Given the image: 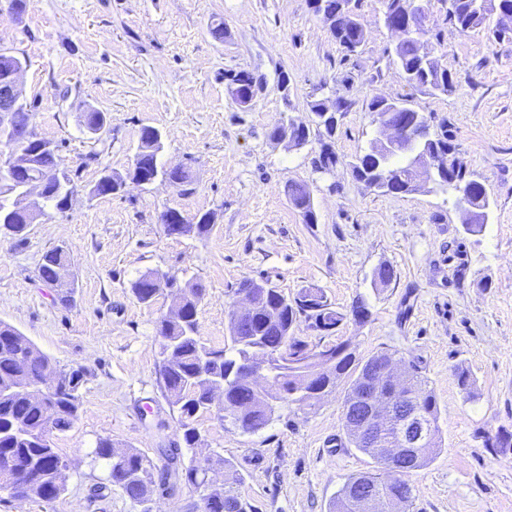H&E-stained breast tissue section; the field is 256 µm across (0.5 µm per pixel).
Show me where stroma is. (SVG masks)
Segmentation results:
<instances>
[{"label": "stroma", "instance_id": "obj_1", "mask_svg": "<svg viewBox=\"0 0 512 512\" xmlns=\"http://www.w3.org/2000/svg\"><path fill=\"white\" fill-rule=\"evenodd\" d=\"M447 10V0H432L427 21V47L455 83L442 95L399 77L398 38L380 0H362L365 39L353 53L310 0H26L19 14L0 0V47L23 62L30 122L60 168L78 175L65 211L45 204L23 236L0 235V320L59 368L87 371L75 421L52 435L69 463L64 492L42 501L1 491L0 512H197L200 493L185 484L132 503L94 457L102 439L139 452L158 477L166 465L158 448L181 449L187 466L221 455L255 512H329L349 477L373 470L345 435L338 390L313 408L277 404L253 433L200 414L201 442L184 448L159 380L158 327L173 301L163 293L145 304L132 288L151 271L202 284L197 336L214 349L224 346L225 316L244 282L291 297L320 290L346 318L330 335L302 324L298 336L350 341L363 358L392 353L437 398L439 449L408 477L411 512H512V447L497 446L501 430L512 432V33L497 35L491 22L460 31ZM238 72L255 82L246 108L227 90ZM376 96L407 100L434 133L448 131L467 178L490 198L482 232H465L453 193L385 195L354 178L351 161L378 135ZM338 100L344 110L329 136L310 105ZM88 112L105 116L101 134L87 132ZM288 121L309 126L306 146L271 139ZM145 126L162 135L159 167L188 168V188L127 180L120 194L93 195L103 170L126 177ZM325 140L337 157L326 169ZM292 183L306 186L315 223L290 203ZM170 209L189 219L209 211L215 223L204 236H172L161 222ZM55 247L71 261L66 304L39 274ZM382 264L395 271L385 286L373 280ZM359 298L370 310L361 324L348 317ZM460 367L473 395L456 381Z\"/></svg>", "mask_w": 512, "mask_h": 512}]
</instances>
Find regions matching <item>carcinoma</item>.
Instances as JSON below:
<instances>
[{"mask_svg": "<svg viewBox=\"0 0 512 512\" xmlns=\"http://www.w3.org/2000/svg\"><path fill=\"white\" fill-rule=\"evenodd\" d=\"M408 0H381L383 16L391 23L404 24L407 11L404 4ZM343 0H318L314 13H322L324 22L330 24L334 39L345 50L350 45L360 44L364 39V25L359 13L361 0H354L353 17L341 19ZM473 0H454L453 9L448 13L449 20L461 31L481 27L487 18L498 17L497 32L505 34L512 26L504 17L512 20V0H488L481 11L471 8ZM398 74L407 83L424 87L435 94H447L454 88V81L448 68L437 59L428 60L424 44L414 38H405L394 49ZM374 113V121L387 124L401 117L406 123L422 119L424 115L404 101L374 98L369 106ZM161 141L154 136L151 128L142 130L140 145L132 179L141 174L152 175L162 172L157 164V154ZM429 150L435 153L446 167L448 180L456 185H473L478 195H483V185L465 178L462 166L455 158V146L451 143L448 131L436 135L429 143ZM380 158L393 177L401 175L407 165L408 155L386 156L379 141L370 142L367 149L355 157L351 167L368 170ZM45 168L37 171L34 179L44 183V193L48 201L62 208L64 198L59 193V179L47 178L57 166L56 155L44 158ZM288 198L292 205L302 211L308 224L316 221L310 196L301 184L288 186ZM66 252L55 247L47 251L39 267L41 279L56 283V269L65 262ZM171 291L178 305L176 317H165L160 321V377L168 393L172 406L178 413V427L186 447L195 448L200 442V434L194 425L197 414L209 411L206 404L210 386H224V396L232 402L253 399L251 409L234 417V424L244 431L258 430L265 426L274 406L264 397H252L244 375L240 371L242 362L258 356L272 358L268 368L271 382L294 390L301 382L293 378L292 367L286 365L291 358L317 347L296 336L300 317L309 321V328L320 332L336 330L344 315L333 309L328 301L305 305L300 296L288 298L277 288L268 291L267 296L257 299L254 315L247 321L235 319L233 310L227 313L229 343L222 350L209 349L196 338L198 305L203 297L202 285L188 279L184 282L171 276L168 279ZM391 357L387 352H377L368 359L356 357L355 349L348 342L336 344V359L332 370L322 381L332 385H345L343 399L363 387V380L369 371ZM57 369L51 359L35 347L14 327L0 321V490H6L14 498L19 496L18 479L28 483L24 498L52 500L65 490L68 463L55 450L52 439L45 436L48 408H53L51 431H64L76 418L79 407L80 389L85 382L86 370L82 367L61 370V380L53 394V399L45 403L34 395L43 373ZM396 399V403L407 407L416 406L426 416L427 421L438 432L440 408L433 392L427 388V380L421 375L409 376V386L401 391L385 389ZM350 443L362 453L370 456L380 469L365 476L350 477L339 490L330 512H358L350 490L366 483L385 497L387 512L398 508L409 512L413 501V489L406 480V474L396 473L389 467L388 460L375 448L357 440ZM95 458L106 463L109 481L120 488L133 502L144 504L163 485L155 482L154 474L146 459L137 451L117 453L112 443L103 439L97 443ZM221 471V484L216 478L209 494L201 497L203 512H254L253 506L241 497L238 487L242 477L234 465L220 455L211 458L210 471Z\"/></svg>", "mask_w": 512, "mask_h": 512, "instance_id": "obj_1", "label": "carcinoma"}]
</instances>
